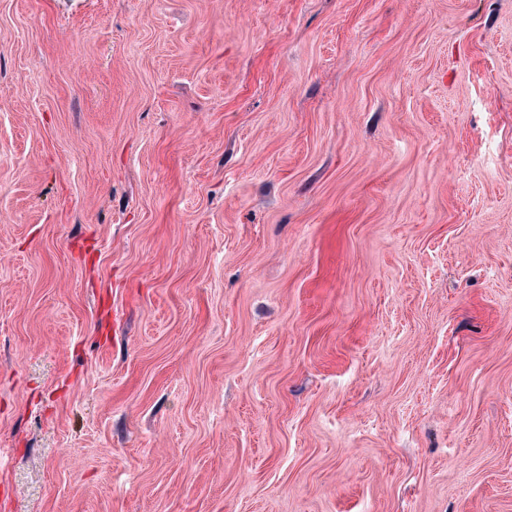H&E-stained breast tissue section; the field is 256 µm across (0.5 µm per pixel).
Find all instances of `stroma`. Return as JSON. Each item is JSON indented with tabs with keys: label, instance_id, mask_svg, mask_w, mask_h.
<instances>
[{
	"label": "stroma",
	"instance_id": "1",
	"mask_svg": "<svg viewBox=\"0 0 512 512\" xmlns=\"http://www.w3.org/2000/svg\"><path fill=\"white\" fill-rule=\"evenodd\" d=\"M0 512H512V0H0Z\"/></svg>",
	"mask_w": 512,
	"mask_h": 512
}]
</instances>
